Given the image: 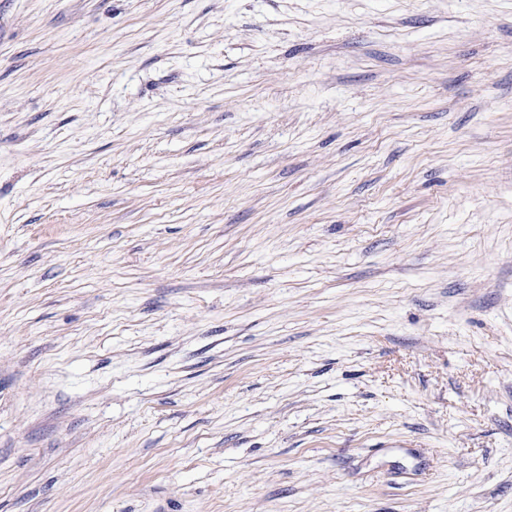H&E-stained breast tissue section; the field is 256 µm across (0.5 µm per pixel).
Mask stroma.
Here are the masks:
<instances>
[{
    "instance_id": "stroma-1",
    "label": "stroma",
    "mask_w": 512,
    "mask_h": 512,
    "mask_svg": "<svg viewBox=\"0 0 512 512\" xmlns=\"http://www.w3.org/2000/svg\"><path fill=\"white\" fill-rule=\"evenodd\" d=\"M0 512H512V0H0Z\"/></svg>"
}]
</instances>
